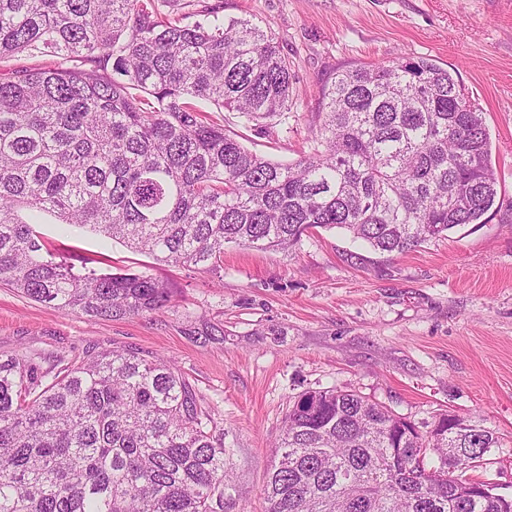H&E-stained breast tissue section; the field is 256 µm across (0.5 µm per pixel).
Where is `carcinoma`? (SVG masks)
Returning a JSON list of instances; mask_svg holds the SVG:
<instances>
[{
	"label": "carcinoma",
	"instance_id": "obj_1",
	"mask_svg": "<svg viewBox=\"0 0 512 512\" xmlns=\"http://www.w3.org/2000/svg\"><path fill=\"white\" fill-rule=\"evenodd\" d=\"M175 2L0 0V60L55 61L0 76V285L95 318L171 303L147 273L74 271L48 247L46 213L194 266L227 243L290 251L318 229L405 254L485 223L499 197L486 119L447 69L336 72L308 151L282 164L203 116L209 103L287 123L292 68L275 34ZM497 446L446 411L419 427L355 391L308 390L283 419L267 512H512L453 479ZM224 454L213 407L165 359L0 355V512H224Z\"/></svg>",
	"mask_w": 512,
	"mask_h": 512
}]
</instances>
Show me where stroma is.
I'll return each mask as SVG.
<instances>
[{
  "mask_svg": "<svg viewBox=\"0 0 512 512\" xmlns=\"http://www.w3.org/2000/svg\"><path fill=\"white\" fill-rule=\"evenodd\" d=\"M269 26L292 64L287 126L267 133L224 115V130L281 163L298 159L323 108L319 90L351 65L418 57L456 72L484 112L502 207L403 255L338 229L292 252L226 245L218 263L164 265L90 233L42 230L75 263L145 271L176 289L148 316L94 319L0 287V354L79 355L112 347L187 375L224 430V512H266L262 488L289 399L354 390L419 424L434 413L496 432L472 477L512 496V0H194ZM224 338L193 336L202 322Z\"/></svg>",
  "mask_w": 512,
  "mask_h": 512,
  "instance_id": "1",
  "label": "stroma"
}]
</instances>
